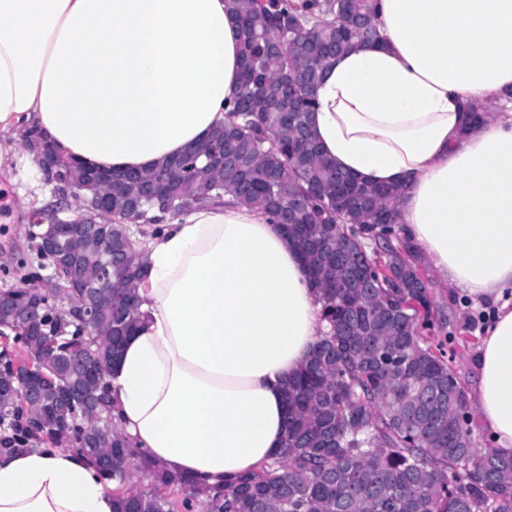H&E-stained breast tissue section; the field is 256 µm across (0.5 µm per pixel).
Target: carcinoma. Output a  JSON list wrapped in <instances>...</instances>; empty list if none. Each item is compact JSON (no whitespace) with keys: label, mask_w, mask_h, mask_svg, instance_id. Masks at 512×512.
Segmentation results:
<instances>
[{"label":"carcinoma","mask_w":512,"mask_h":512,"mask_svg":"<svg viewBox=\"0 0 512 512\" xmlns=\"http://www.w3.org/2000/svg\"><path fill=\"white\" fill-rule=\"evenodd\" d=\"M238 16L252 14L241 28V90L230 103L227 122L210 139L233 140L239 163L224 172L196 175L198 162L184 154L156 169L171 179L170 201L129 209L136 185L112 197L111 217L160 224L168 213L196 204L220 202L231 194L271 216L274 223L296 200L302 202L307 237L329 249L361 259L368 287L351 265L328 270L331 288L319 275L322 257L302 254L322 302L328 331L288 385L285 440L269 463L207 495L209 512H512V456L473 446L464 385L448 384V360L419 330L430 299L406 240L391 238L400 190L351 180L346 208L336 206V178L344 175L312 138L308 111L326 62L354 45L379 43L370 0H228ZM301 71L311 88L289 124L277 112L275 90ZM112 238L138 250L128 225H108ZM144 266L112 277V308L121 309L128 283ZM14 336L23 350H41L42 333L57 335L66 350L93 343L112 348L117 324L101 318L91 325L54 305L43 319ZM8 325V326H10ZM3 326V330H8ZM0 447L15 449L36 439L21 408ZM102 431L104 448H113L112 481L122 486L141 469L151 478L144 491H114L115 512H173L167 491L185 481L145 461L114 427Z\"/></svg>","instance_id":"obj_1"}]
</instances>
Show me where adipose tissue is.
Returning <instances> with one entry per match:
<instances>
[{
  "label": "adipose tissue",
  "instance_id": "1",
  "mask_svg": "<svg viewBox=\"0 0 512 512\" xmlns=\"http://www.w3.org/2000/svg\"><path fill=\"white\" fill-rule=\"evenodd\" d=\"M373 9L383 44L325 65L312 135L343 172L400 188L396 222L441 283L493 302L472 400L510 455L512 0ZM240 71L225 0H0V169L33 128L92 168L156 169L223 125ZM143 249L137 329L106 378L112 418L207 492L281 447L288 383L323 333L319 295L281 226L229 196L167 218ZM0 512H114L112 482L63 446L6 450Z\"/></svg>",
  "mask_w": 512,
  "mask_h": 512
}]
</instances>
